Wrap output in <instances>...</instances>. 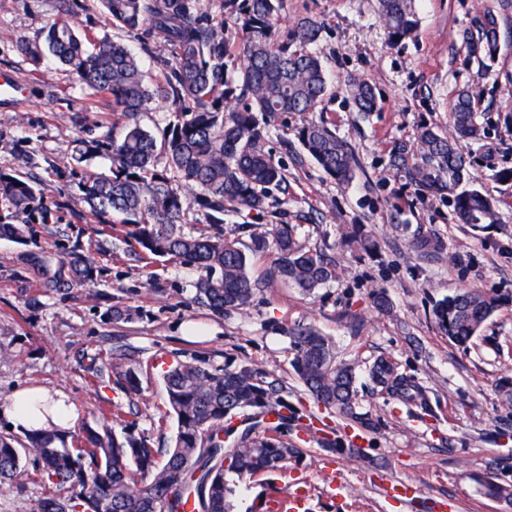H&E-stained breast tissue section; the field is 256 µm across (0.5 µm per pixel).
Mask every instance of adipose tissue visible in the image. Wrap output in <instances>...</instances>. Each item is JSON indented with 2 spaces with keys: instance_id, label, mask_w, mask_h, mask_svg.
<instances>
[{
  "instance_id": "adipose-tissue-1",
  "label": "adipose tissue",
  "mask_w": 512,
  "mask_h": 512,
  "mask_svg": "<svg viewBox=\"0 0 512 512\" xmlns=\"http://www.w3.org/2000/svg\"><path fill=\"white\" fill-rule=\"evenodd\" d=\"M6 413L21 431L50 424L68 431L78 420L76 410L66 395L42 388L16 392Z\"/></svg>"
}]
</instances>
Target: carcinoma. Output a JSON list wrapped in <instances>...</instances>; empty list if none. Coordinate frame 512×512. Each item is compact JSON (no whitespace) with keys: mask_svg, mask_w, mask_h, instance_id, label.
<instances>
[{"mask_svg":"<svg viewBox=\"0 0 512 512\" xmlns=\"http://www.w3.org/2000/svg\"><path fill=\"white\" fill-rule=\"evenodd\" d=\"M113 24L130 32L143 30L163 45L169 58L147 78L138 56L127 45L107 36L91 37L73 25L77 0H56L57 18L44 41L21 42L20 52L37 63L50 54L67 66L77 81L112 98V111L127 126L119 139L83 142L79 157L107 145L112 152L111 174L90 172L81 190L101 224L95 235L117 230L104 221L122 216L120 224L141 249L145 266L179 261L200 270L195 301L222 314L243 311L257 291L274 282L304 295L339 277L336 259L319 245L297 240L286 221L266 227L260 221L279 214L282 202L273 191L286 192L287 176L263 146V125L282 113L307 115L322 109L329 95L327 69L311 50L323 24L302 16L290 34L279 31L283 0H99ZM377 14L392 44L414 37L420 27L417 0H376ZM501 18L483 11L476 27L460 34L464 48L479 64L495 61ZM347 93L363 114L376 107L373 87L352 78ZM179 114L158 139L137 121L152 104ZM474 92L462 89L451 108L453 133L422 126L412 144H398L388 155V169L405 174L419 189L448 201L456 220L473 226L501 223L494 199L480 190L458 191L469 179V162L460 149L463 140L480 139ZM303 149L333 179L355 178L356 161L348 145L322 122L304 119L297 127ZM0 239L21 245L36 235L35 225L48 223L43 193L27 177L0 171ZM208 223L245 212L258 220L240 224L232 235H193L185 231L190 210ZM347 244L370 252L376 239L365 233L343 236ZM413 249L426 256L442 243L417 234ZM274 255L259 276L257 261ZM22 262L37 275L45 293L86 288L96 283L101 267L92 253L74 248L59 258L26 250ZM512 295L461 290L433 308L440 331L459 346H467L483 324ZM142 316L137 306H112L114 323H132ZM288 338L294 374L313 401L365 429L373 420L358 412L356 366L338 359L335 345L310 324L281 327ZM99 375H108L125 393L141 390V365L124 350L114 348L101 360ZM376 389L431 410L426 390L398 372L388 356L369 368ZM169 411L177 431L173 445L151 447L129 433L112 428L85 427L73 436L54 427L31 429L23 437L0 435V486L17 487L32 481L33 463L50 485L38 512H231L228 475L241 481L258 474H276L302 459L298 442L289 438L303 416L288 402V387L263 366L247 362L217 365L192 355L176 358L163 374ZM328 454L343 452L335 428L314 425ZM163 461H158L159 455ZM69 484L71 495L57 496L53 487ZM484 495L512 500V489L485 480Z\"/></svg>","mask_w":512,"mask_h":512,"instance_id":"carcinoma-1","label":"carcinoma"}]
</instances>
